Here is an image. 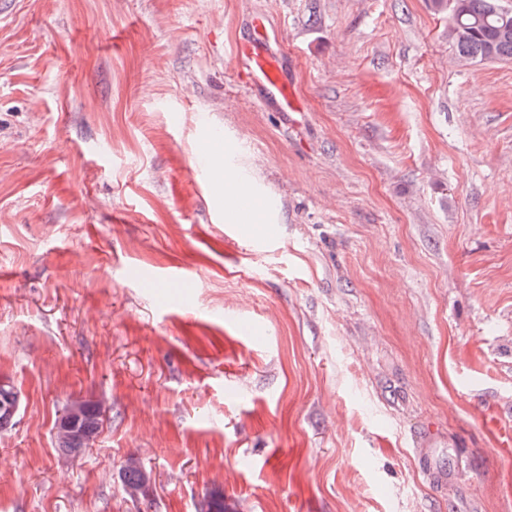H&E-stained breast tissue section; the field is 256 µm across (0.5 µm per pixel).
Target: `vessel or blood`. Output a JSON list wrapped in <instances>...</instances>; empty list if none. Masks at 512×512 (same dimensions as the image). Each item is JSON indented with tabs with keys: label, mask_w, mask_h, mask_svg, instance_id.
I'll return each mask as SVG.
<instances>
[{
	"label": "vessel or blood",
	"mask_w": 512,
	"mask_h": 512,
	"mask_svg": "<svg viewBox=\"0 0 512 512\" xmlns=\"http://www.w3.org/2000/svg\"><path fill=\"white\" fill-rule=\"evenodd\" d=\"M243 67L239 72L240 81L248 87L260 86L271 94L283 111H291L292 100L277 56L270 52L263 33H256L252 40L240 43L236 50Z\"/></svg>",
	"instance_id": "1"
}]
</instances>
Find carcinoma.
<instances>
[{"instance_id":"cac0c4a2","label":"carcinoma","mask_w":512,"mask_h":512,"mask_svg":"<svg viewBox=\"0 0 512 512\" xmlns=\"http://www.w3.org/2000/svg\"><path fill=\"white\" fill-rule=\"evenodd\" d=\"M501 5V0H454L448 39L458 62L512 59V14L506 17L498 14ZM101 415L99 404L90 401L85 404L80 428L88 444L100 431ZM122 474L130 498L145 496L142 490L145 475L137 459L128 458Z\"/></svg>"}]
</instances>
